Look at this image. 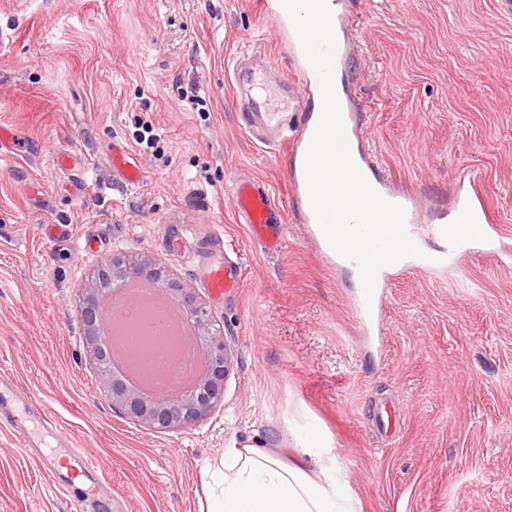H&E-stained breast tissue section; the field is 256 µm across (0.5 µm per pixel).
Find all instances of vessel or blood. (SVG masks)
Instances as JSON below:
<instances>
[{
    "mask_svg": "<svg viewBox=\"0 0 512 512\" xmlns=\"http://www.w3.org/2000/svg\"><path fill=\"white\" fill-rule=\"evenodd\" d=\"M288 40L289 67H281L274 60H267V75L258 77L253 71L235 65L232 87L244 129L252 138L277 143L286 150L291 161L290 192L301 206V218L308 224L315 238L324 233L312 209L305 174V159L316 126L311 121L291 123L289 114L302 112L299 92L320 94L319 79L305 63V54L294 27L282 29ZM348 141L359 139L360 120L349 93L338 96ZM351 156L373 189L388 202L400 205L405 211V228L415 244H423L432 236L444 242L442 250L431 257L414 258V267L439 268L455 262L460 251L467 246L472 225L483 227V236L489 246L488 254L499 257V235L484 201L479 180H470L466 190L457 192L447 214L430 220L423 214L417 195L398 190L380 171L374 157L362 149L354 148ZM110 162L113 174L124 181H139L144 176L141 163L121 142H113ZM236 215L239 223L248 227L251 239L263 250L278 253L285 247L284 224L286 211L272 194L269 186L248 174L238 175L232 184ZM201 281L215 298L234 296L242 284L239 265L231 260L217 258L208 262L201 271ZM30 407L32 400L23 393L7 375L0 376V407L14 405ZM35 419L43 432L54 434L58 447L43 455L40 464L52 482L60 483L63 491H70L76 479H83L87 492H94L92 476L98 470L96 461L81 449L72 446L65 432L58 428L52 412L47 407L37 409Z\"/></svg>",
    "mask_w": 512,
    "mask_h": 512,
    "instance_id": "vessel-or-blood-1",
    "label": "vessel or blood"
}]
</instances>
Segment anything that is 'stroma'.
I'll list each match as a JSON object with an SVG mask.
<instances>
[{"label": "stroma", "mask_w": 512, "mask_h": 512, "mask_svg": "<svg viewBox=\"0 0 512 512\" xmlns=\"http://www.w3.org/2000/svg\"><path fill=\"white\" fill-rule=\"evenodd\" d=\"M346 4L353 51L339 72L362 148L433 219L477 176L512 249V14L496 0ZM0 31V127L22 142L0 156V373L50 405L103 479L98 500L59 492L0 424V512H201L225 449L310 436L361 512H512V259L480 241L445 269L388 270L380 319L361 321L358 273L302 223L287 154L237 125L235 59L263 49L288 63L264 0H0ZM148 121L151 149L136 142ZM116 140L143 180L113 175ZM63 149L86 158L81 195L53 164ZM243 172L284 203L280 253L236 219ZM201 191L209 210L193 206ZM185 221L193 241L169 250ZM51 224L70 238L49 244ZM215 231L243 277L236 298L209 303L235 350L224 405L155 432L100 386L79 286L112 256L147 253L206 296L198 268Z\"/></svg>", "instance_id": "1"}]
</instances>
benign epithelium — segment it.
Instances as JSON below:
<instances>
[{"mask_svg": "<svg viewBox=\"0 0 512 512\" xmlns=\"http://www.w3.org/2000/svg\"><path fill=\"white\" fill-rule=\"evenodd\" d=\"M127 277L156 284L176 298L193 318V332L182 341L200 346L201 368L194 388L172 399H150L124 382L112 377L106 366L109 350L107 293L109 287ZM83 296L81 319L86 352L98 367L99 382L120 410L143 427L156 432L192 426L224 404V381L234 363V351L224 340L205 300L186 281L170 272L154 256L145 253L114 257L103 263L96 274L80 285Z\"/></svg>", "mask_w": 512, "mask_h": 512, "instance_id": "benign-epithelium-1", "label": "benign epithelium"}]
</instances>
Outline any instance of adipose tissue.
<instances>
[{
  "label": "adipose tissue",
  "instance_id": "ef3b65f1",
  "mask_svg": "<svg viewBox=\"0 0 512 512\" xmlns=\"http://www.w3.org/2000/svg\"><path fill=\"white\" fill-rule=\"evenodd\" d=\"M211 479L205 512H360L335 463L311 440L226 449Z\"/></svg>",
  "mask_w": 512,
  "mask_h": 512
}]
</instances>
